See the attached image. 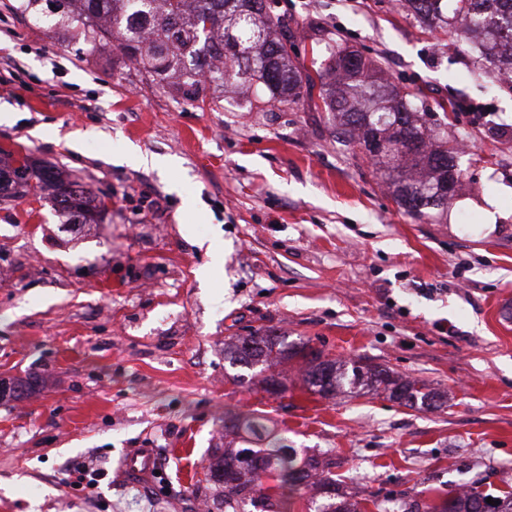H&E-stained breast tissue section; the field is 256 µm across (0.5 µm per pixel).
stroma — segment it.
<instances>
[{
    "instance_id": "1",
    "label": "stroma",
    "mask_w": 512,
    "mask_h": 512,
    "mask_svg": "<svg viewBox=\"0 0 512 512\" xmlns=\"http://www.w3.org/2000/svg\"><path fill=\"white\" fill-rule=\"evenodd\" d=\"M274 2L301 63L356 51L465 144L457 196L412 219L333 113L230 85L198 106L0 0V147L107 203L101 223L73 227L50 200L0 197V378L34 383L0 397V512H223L209 465L228 410L335 462L362 512L399 492L437 504L479 478L512 489V314L497 308L512 298V88L399 0ZM258 330L447 402L324 399L295 361L282 395L236 383L224 350ZM143 448L160 491L123 477ZM79 466L102 473L97 493L75 488Z\"/></svg>"
}]
</instances>
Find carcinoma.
Here are the masks:
<instances>
[{"label": "carcinoma", "instance_id": "1", "mask_svg": "<svg viewBox=\"0 0 512 512\" xmlns=\"http://www.w3.org/2000/svg\"><path fill=\"white\" fill-rule=\"evenodd\" d=\"M512 0H405L413 16L428 26L453 31L463 48L473 35L481 36L484 66L512 72V20L502 12ZM261 0H13L12 9L55 33L73 32L86 52L112 46L136 64L140 80L168 86L197 100L212 86L233 80L255 87L259 96L300 101L320 86L324 109L340 116L337 137L369 156L382 173L403 211L418 220L448 210L452 195L441 184L461 183L459 148L436 137L418 112L414 95L384 78L382 68L347 50L334 51L327 67L299 69L292 58L295 44L285 21L259 7ZM13 189L54 190V205L69 224H96L106 210L102 200L78 183L32 158L4 166L0 158V193ZM297 360L304 366L303 383L322 398L341 393L358 396L363 390L384 392L400 404L431 407L441 395L417 380L405 379L387 366L359 360L333 359L308 343L287 344L281 337L257 332L235 345L232 364L247 368L269 359ZM224 428L261 441L258 448H226L211 465L210 476L224 485V512H238L247 501L260 500L272 512H282L288 497L310 481L331 501L314 512H358L359 502L340 497L330 463L297 459L285 439L269 430L262 419L245 412L224 413ZM276 481L271 487L266 478ZM474 482L457 493L448 492L438 506L404 501L401 512H512V492L494 506Z\"/></svg>", "mask_w": 512, "mask_h": 512}]
</instances>
